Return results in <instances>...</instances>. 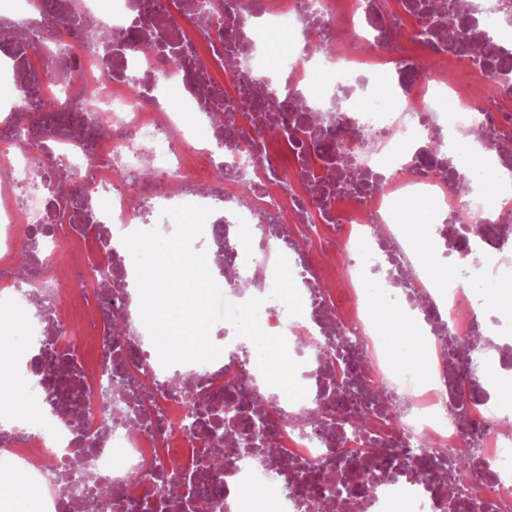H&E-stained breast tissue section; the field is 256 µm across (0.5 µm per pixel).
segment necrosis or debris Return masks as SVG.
Returning <instances> with one entry per match:
<instances>
[{
    "label": "necrosis or debris",
    "instance_id": "1",
    "mask_svg": "<svg viewBox=\"0 0 512 512\" xmlns=\"http://www.w3.org/2000/svg\"><path fill=\"white\" fill-rule=\"evenodd\" d=\"M503 3L220 0L216 32L204 0L177 13L161 0H112L104 15L98 0H43L41 21L57 30L48 44L29 0H0V18L25 32L0 56V78L15 90L0 116V171L9 175L0 185V301L16 322L21 384L57 408L56 423L0 427V452L41 477L43 512H86L105 489L111 512H303V500L326 498L337 455L366 467L350 473L336 512H512V417L497 386L512 369V328L483 320L490 287L512 288V194L492 206L482 189L512 172V110L456 98L455 82L418 68L424 52L493 75L512 58V36L490 20ZM257 20L286 34L278 71L265 65ZM100 28L151 38L116 45L94 39ZM324 34V53L298 51ZM172 55L187 62L186 95L173 106L156 76ZM217 61L233 71L216 78ZM315 71L331 76L318 97L304 90ZM373 78L389 81L401 105L367 94ZM91 87L97 96H87ZM39 111L37 145L19 151L14 130ZM275 141L290 146V165L272 154ZM189 151L209 159L207 179L186 164ZM316 163L356 177L323 184L310 172ZM417 197L435 211L419 235L399 218ZM191 201L223 208V229L205 225L194 247L226 259L227 301L263 298L260 324L299 359L305 399L261 387L229 324L217 360L161 365L129 288L132 256L115 245L143 229L141 205L169 235L164 209ZM329 228L362 287L347 314L321 273ZM72 235L91 246L64 280L57 260ZM421 236L451 259L448 288L415 263ZM281 255L294 265L298 316L270 296ZM376 278L386 305L419 313L435 338L429 382L388 358L364 290ZM77 300L88 311L78 326L67 316ZM37 301L46 312L35 322L27 309ZM341 378L356 384L351 416L322 423ZM107 387L115 399L105 409L98 393ZM240 412L267 424L277 453L242 458L204 502L196 490L210 483L209 430H236ZM462 461L472 474L459 484ZM421 467L429 480L416 478Z\"/></svg>",
    "mask_w": 512,
    "mask_h": 512
}]
</instances>
